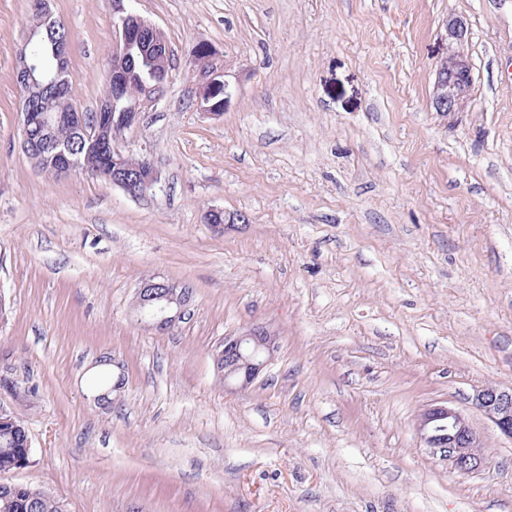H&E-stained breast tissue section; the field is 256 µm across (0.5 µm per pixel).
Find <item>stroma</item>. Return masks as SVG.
<instances>
[{"label":"stroma","mask_w":512,"mask_h":512,"mask_svg":"<svg viewBox=\"0 0 512 512\" xmlns=\"http://www.w3.org/2000/svg\"><path fill=\"white\" fill-rule=\"evenodd\" d=\"M50 6L72 33L75 103L96 111L112 0ZM125 6L173 54L164 98L119 138L162 170L139 199L21 151L28 4L0 0V406L31 441L0 483L63 512H512V439L473 404L512 388V0ZM451 15L473 84L444 114ZM200 44L238 88L219 116L196 106ZM212 208L249 221L214 234ZM151 276L191 292L163 335L134 313ZM255 323L279 349L225 387L216 349ZM106 356L124 386L101 405ZM437 404L482 437L479 471L425 447L415 417Z\"/></svg>","instance_id":"stroma-1"}]
</instances>
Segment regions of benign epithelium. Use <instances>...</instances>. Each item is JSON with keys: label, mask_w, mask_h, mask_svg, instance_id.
<instances>
[{"label": "benign epithelium", "mask_w": 512, "mask_h": 512, "mask_svg": "<svg viewBox=\"0 0 512 512\" xmlns=\"http://www.w3.org/2000/svg\"><path fill=\"white\" fill-rule=\"evenodd\" d=\"M32 8L36 21L27 24L24 44L16 58L19 81L40 86L46 84L63 94L67 90L64 75L68 68V45L65 42L57 44L56 51L53 52L56 66L51 71H41L30 63L31 42L38 37L37 27L56 23L52 19L49 0H34ZM112 13L115 27V39L112 43V89L115 94L110 99L102 100L100 109L115 104V99L119 96H127V72L131 61L128 50L131 43H153L157 49L154 63L163 74L160 81L140 82L136 96L129 98L130 113L125 127L130 128L139 122L142 105L159 101L165 93L167 81L171 77L168 50L157 39V27L127 10L124 0H112ZM446 30L450 40L448 56L436 68L432 104L439 112H459L469 100L473 83L472 64L464 51L468 40V27L460 17L450 16L446 21ZM205 52L207 56L202 60L197 55H192L197 106L201 112L217 116L219 112L207 105L212 89L218 84L224 86V106L227 107L235 96L236 87L226 79L228 71L214 62L215 53L208 47ZM30 114V98L26 96L21 100V148L24 153L28 156L36 155L51 143L57 163L55 172L67 176L88 173L87 168L69 157L66 143L60 140L52 143L48 134L40 142L32 140L29 133ZM43 123L48 132L61 125H68L80 128L89 140L99 136L96 129L88 123L86 112H49L44 116ZM161 178L162 172L152 154L145 153L132 158L117 146H112V177L107 179V183L122 189L131 198H140L158 185ZM209 215L224 216V223L211 225L217 234L224 233L225 229L234 224L245 222L243 215L227 213L221 209H211ZM189 298L190 294L185 286L153 278L143 282L138 288L136 311L140 320L155 331L164 333L185 318ZM278 340L277 331L264 324H253L235 336L224 337V362H216L218 371L224 375V383L240 389L251 385L274 356L278 349ZM475 405L503 435L512 439V390L487 387L478 392ZM416 427L425 447L459 473H474L482 468L485 446L459 411L446 405L426 407L417 415Z\"/></svg>", "instance_id": "1"}]
</instances>
